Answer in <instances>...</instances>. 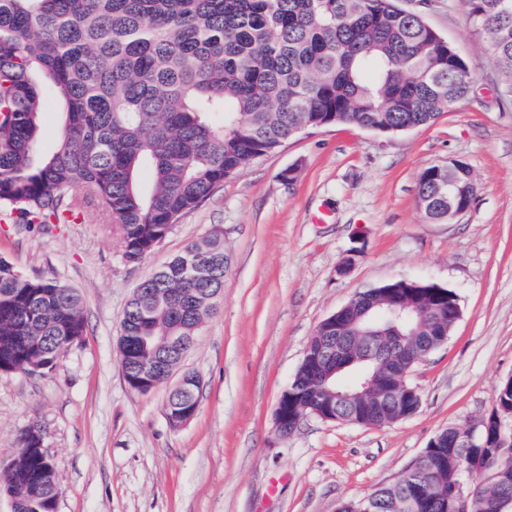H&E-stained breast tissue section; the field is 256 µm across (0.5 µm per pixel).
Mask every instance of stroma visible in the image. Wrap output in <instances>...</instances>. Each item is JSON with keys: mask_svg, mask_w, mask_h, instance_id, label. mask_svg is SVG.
<instances>
[{"mask_svg": "<svg viewBox=\"0 0 512 512\" xmlns=\"http://www.w3.org/2000/svg\"><path fill=\"white\" fill-rule=\"evenodd\" d=\"M402 5L456 46L472 76V95L433 125L303 132L214 188L138 263L90 204L72 224L0 222V257L84 303L86 332L52 371L0 372V460L39 424L58 512H336L395 482L439 431L494 409L512 378V103L497 97L492 49L466 0ZM452 158L469 164L477 192L463 217L433 224L418 178ZM215 232L222 296L181 365L201 380L199 409L173 427L166 387L144 394L123 377L120 320L148 275ZM399 278L451 289L462 308L447 343L411 373L418 411L384 427L307 415L280 436L279 397L318 324Z\"/></svg>", "mask_w": 512, "mask_h": 512, "instance_id": "35a3bbf8", "label": "stroma"}]
</instances>
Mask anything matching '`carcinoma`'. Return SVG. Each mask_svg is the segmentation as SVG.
<instances>
[{"mask_svg": "<svg viewBox=\"0 0 512 512\" xmlns=\"http://www.w3.org/2000/svg\"><path fill=\"white\" fill-rule=\"evenodd\" d=\"M503 2L468 6L490 40L499 93L512 100V9ZM40 78L66 103L57 147L43 159ZM472 91L456 47L400 0H0V210L17 213L18 224H68L84 216L80 193L118 227L126 259L139 262L216 186L299 130L406 131L435 123ZM445 181L459 206L472 201L469 165L426 168L418 204L433 223L450 221ZM223 286L218 234L143 281L121 318L131 389L148 393L145 377L158 380L139 337L198 336ZM373 294L429 306L409 327L420 336L440 335L443 318L460 308L452 290L403 279ZM85 332L77 291L0 258V371H50ZM298 374L291 419L326 403L314 375ZM511 410L504 383L476 445L461 436L439 464H418L406 491L376 489L372 512H445L468 481L467 512H512V463L486 484L476 472L495 451L496 415ZM41 432L36 423L25 429L0 481V491L20 497L21 512H52Z\"/></svg>", "mask_w": 512, "mask_h": 512, "instance_id": "1", "label": "carcinoma"}]
</instances>
